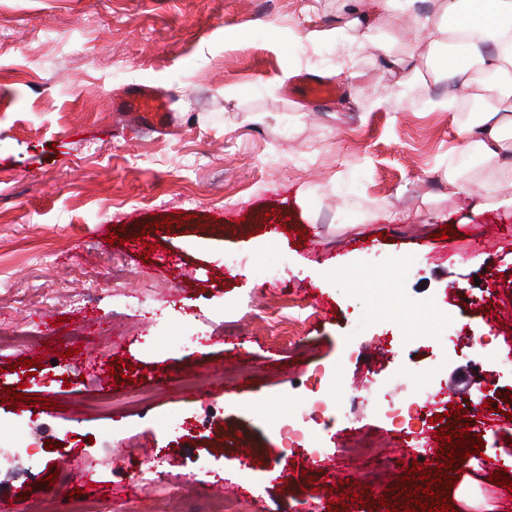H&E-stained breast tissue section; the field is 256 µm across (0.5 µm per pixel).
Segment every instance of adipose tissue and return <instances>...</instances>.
Segmentation results:
<instances>
[{
    "label": "adipose tissue",
    "mask_w": 512,
    "mask_h": 512,
    "mask_svg": "<svg viewBox=\"0 0 512 512\" xmlns=\"http://www.w3.org/2000/svg\"><path fill=\"white\" fill-rule=\"evenodd\" d=\"M414 15L412 32H426L434 61L417 80L448 79L442 106L461 115L466 145L449 156L450 194L477 186L491 199L512 189V0H430ZM480 104L477 112L467 111Z\"/></svg>",
    "instance_id": "1"
}]
</instances>
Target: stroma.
<instances>
[{"mask_svg": "<svg viewBox=\"0 0 512 512\" xmlns=\"http://www.w3.org/2000/svg\"><path fill=\"white\" fill-rule=\"evenodd\" d=\"M361 0H0V502L57 512H209L215 493L249 512H378L409 506L410 440L374 405L347 404L291 448L273 426L303 412L313 366L346 389L410 395L406 365L436 375L463 411L487 420L482 455L451 467L476 501L454 512H512L492 473L512 478V428L492 426L488 388L512 393V367L486 383L470 339L512 355V206L449 195L455 113L433 83L391 69L421 65L427 38L395 39L402 16L351 30ZM306 72L335 84L306 108L283 91ZM156 87L173 133L124 131L113 95ZM171 221L170 231L155 224ZM116 225L123 245L107 243ZM448 239H439L441 226ZM154 252H145V244ZM237 260L223 271L225 257ZM280 263L278 275L259 268ZM126 282L112 284L113 264ZM90 292L84 310L70 297ZM465 326L449 351L429 336ZM40 358L36 375L21 362ZM131 381L109 376L113 359ZM98 380H83L85 366ZM153 394L109 415L98 400ZM56 402L42 409L34 400ZM80 413H73V406ZM208 424L181 438L183 417ZM386 440L382 487L342 506L338 444ZM53 444L68 475L53 485ZM151 469L133 473L143 459Z\"/></svg>", "mask_w": 512, "mask_h": 512, "instance_id": "35a3bbf8", "label": "stroma"}]
</instances>
